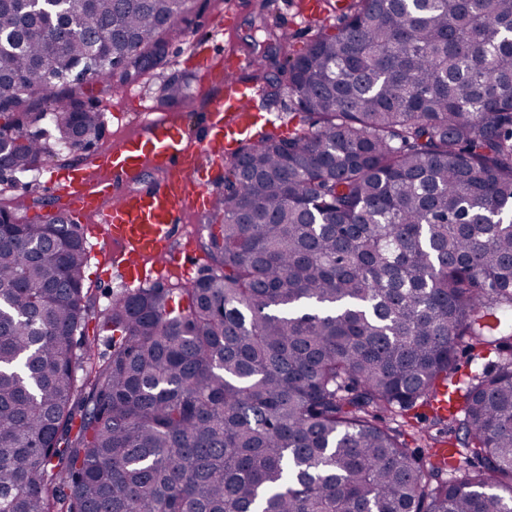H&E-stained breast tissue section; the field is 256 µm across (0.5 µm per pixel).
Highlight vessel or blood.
Wrapping results in <instances>:
<instances>
[{"instance_id": "vessel-or-blood-1", "label": "vessel or blood", "mask_w": 512, "mask_h": 512, "mask_svg": "<svg viewBox=\"0 0 512 512\" xmlns=\"http://www.w3.org/2000/svg\"><path fill=\"white\" fill-rule=\"evenodd\" d=\"M241 64L235 57L225 59L224 93L211 102L199 132L186 134L179 117L169 116L150 126L148 138L126 139L57 179L58 192L84 210L99 211L101 229L118 246L124 280L141 278L140 259L146 255L160 271L187 266L185 248L175 244L181 219L189 208L204 211L212 205L200 183V158L223 164L258 118L250 87L233 77ZM148 168L160 173V181L134 190Z\"/></svg>"}]
</instances>
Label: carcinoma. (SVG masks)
<instances>
[{
    "label": "carcinoma",
    "mask_w": 512,
    "mask_h": 512,
    "mask_svg": "<svg viewBox=\"0 0 512 512\" xmlns=\"http://www.w3.org/2000/svg\"><path fill=\"white\" fill-rule=\"evenodd\" d=\"M190 11L65 0L49 21L0 0V169L98 143L79 70L137 81ZM340 15L296 55L282 28L249 36L296 123L224 160L189 287L98 311L80 224L0 206V512H512V0ZM462 346L502 359L455 381ZM442 385L453 406L415 451Z\"/></svg>",
    "instance_id": "1"
}]
</instances>
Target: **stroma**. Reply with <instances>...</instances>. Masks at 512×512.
<instances>
[{"instance_id": "stroma-1", "label": "stroma", "mask_w": 512, "mask_h": 512, "mask_svg": "<svg viewBox=\"0 0 512 512\" xmlns=\"http://www.w3.org/2000/svg\"><path fill=\"white\" fill-rule=\"evenodd\" d=\"M305 0H194L189 22L168 37V53L163 65L147 72L131 85L127 91L113 92L101 85L91 86L84 101L87 107L104 112L105 135L98 143V150H106L119 141L141 130L144 114L138 104L129 101V94L136 93L145 98L157 114L168 113L169 107L158 97L159 82L172 74L190 76L192 101L179 114L187 126L197 125L211 101L224 92L220 83L202 80L189 54L194 43L207 45L209 54L248 56L245 37L252 33L261 15L271 14L278 23L293 28L290 37L292 52L302 51L319 29H336L340 21L332 10H325L316 21H309L304 10ZM228 5L231 22L224 31H217L218 4ZM64 162L56 157L46 160L36 175L22 177L21 181L0 183V206L13 210L18 217L30 219L35 214L56 211L60 208L57 195L50 191V181Z\"/></svg>"}]
</instances>
